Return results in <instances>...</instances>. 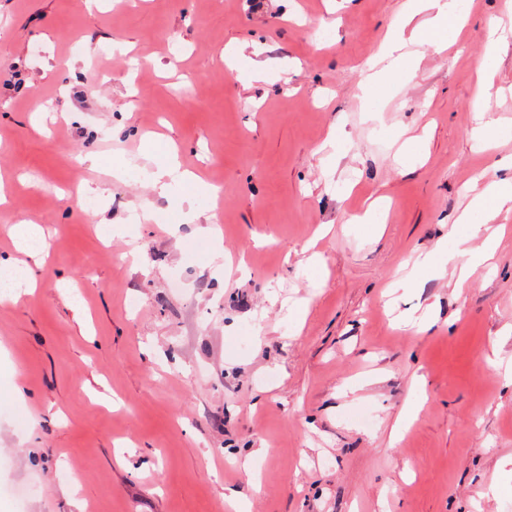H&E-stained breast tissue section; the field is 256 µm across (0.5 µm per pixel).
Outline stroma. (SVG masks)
Returning a JSON list of instances; mask_svg holds the SVG:
<instances>
[{
  "label": "stroma",
  "mask_w": 512,
  "mask_h": 512,
  "mask_svg": "<svg viewBox=\"0 0 512 512\" xmlns=\"http://www.w3.org/2000/svg\"><path fill=\"white\" fill-rule=\"evenodd\" d=\"M405 2L0 0V256L19 221L49 244L35 293L0 304V483L29 490L0 512H512V216L468 288L389 289L478 173L512 175V137H470L512 13L463 0L456 44L409 45L416 71L364 93ZM493 83L512 126V46ZM149 149L202 187L126 174ZM381 196L383 231L350 223ZM489 50L482 54L477 62L478 70L484 74L488 72L494 65L496 53L503 47H506L507 36L504 30L499 34V29H493L489 33Z\"/></svg>",
  "instance_id": "1"
}]
</instances>
